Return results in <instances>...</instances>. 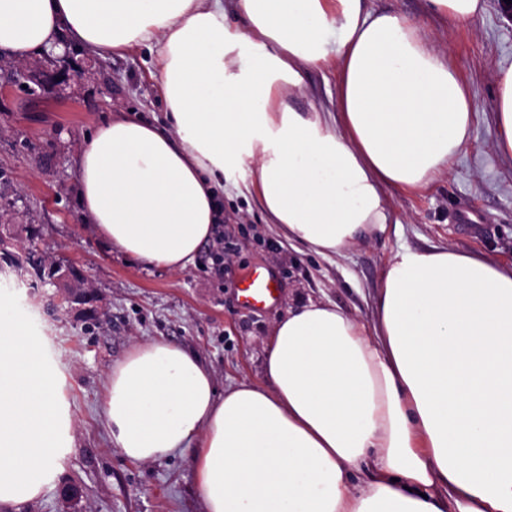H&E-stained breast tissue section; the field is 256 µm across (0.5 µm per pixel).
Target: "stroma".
<instances>
[{"mask_svg":"<svg viewBox=\"0 0 512 512\" xmlns=\"http://www.w3.org/2000/svg\"><path fill=\"white\" fill-rule=\"evenodd\" d=\"M366 7L395 12L445 42L476 112L469 144L448 175L416 193L386 189V232L342 256L322 257L278 237L244 189V167L224 179V222L215 239L181 272L131 261L80 221L75 157L94 128L120 110L150 121L164 116L155 51L44 53L36 64L66 70L67 83L46 86L34 100L17 88L0 96V228L19 240L37 229L41 254L80 268L97 296V314L89 319L63 302L62 286L30 269H0V281L10 284L0 299L23 312L58 368L73 440L72 453L38 501L0 512H66L60 490L68 483L83 490L81 512H201L192 452L144 464L125 458L108 438L104 385L136 343L165 340L197 353L220 388L255 382L275 319L288 307L329 302L371 319L398 247L448 246L512 261V159L492 147L498 73L512 66V18L502 14L499 0H486L480 17L453 27L433 17L426 0H366ZM304 81L305 93L292 99L293 107H334V66L309 67ZM255 268L279 286L276 303L263 309L245 306L238 295L242 278Z\"/></svg>","mask_w":512,"mask_h":512,"instance_id":"stroma-1","label":"stroma"}]
</instances>
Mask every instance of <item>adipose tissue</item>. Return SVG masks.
<instances>
[{
    "mask_svg": "<svg viewBox=\"0 0 512 512\" xmlns=\"http://www.w3.org/2000/svg\"><path fill=\"white\" fill-rule=\"evenodd\" d=\"M0 0V55L159 42L164 122L114 116L78 152L83 221L126 257L194 264L247 167L268 223L330 257L387 230L385 191L447 173L474 103L420 26L364 0ZM251 54H243V46ZM334 62L336 105L300 112ZM494 150L512 158V67ZM113 445L192 451L203 512H512V264L449 248L390 258L371 322L308 301L281 315L262 379L217 390L201 358L133 345L103 392ZM55 365L0 301V506L37 500L71 450Z\"/></svg>",
    "mask_w": 512,
    "mask_h": 512,
    "instance_id": "adipose-tissue-1",
    "label": "adipose tissue"
}]
</instances>
